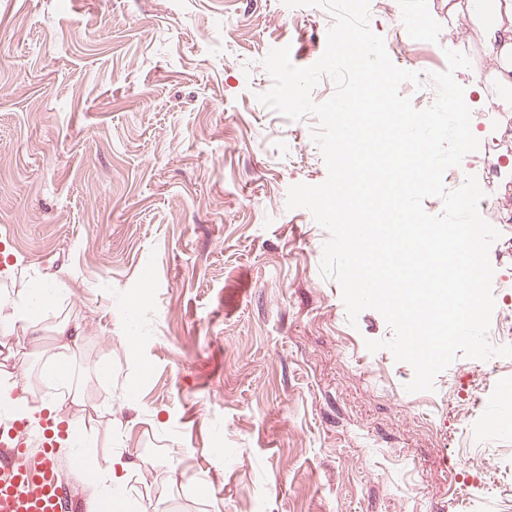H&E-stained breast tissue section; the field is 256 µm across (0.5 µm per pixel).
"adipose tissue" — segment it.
Returning <instances> with one entry per match:
<instances>
[{"label": "adipose tissue", "instance_id": "1", "mask_svg": "<svg viewBox=\"0 0 512 512\" xmlns=\"http://www.w3.org/2000/svg\"><path fill=\"white\" fill-rule=\"evenodd\" d=\"M465 6L482 30L487 56L498 66V86L503 92H511L512 0H466ZM49 311L45 299L37 303L25 297L12 301L9 312L0 314V338L10 339L18 329L37 325Z\"/></svg>", "mask_w": 512, "mask_h": 512}]
</instances>
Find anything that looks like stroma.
<instances>
[{"instance_id": "1", "label": "stroma", "mask_w": 512, "mask_h": 512, "mask_svg": "<svg viewBox=\"0 0 512 512\" xmlns=\"http://www.w3.org/2000/svg\"><path fill=\"white\" fill-rule=\"evenodd\" d=\"M333 23L283 0H0V305L54 302L0 382L22 363L31 406L58 401L85 455L127 461L130 512H470L473 483L484 512H512V432L490 413L512 358L460 356L408 392L412 366L365 346L392 328L374 309L348 323L321 274L328 231L286 207L328 172L316 116L258 101L263 60L314 64ZM369 25L419 73L400 87L419 110L446 50L469 58L455 79L480 82L499 130L458 173L484 184L493 289L512 294V99L477 26L448 0H371ZM65 352L76 400L47 372Z\"/></svg>"}]
</instances>
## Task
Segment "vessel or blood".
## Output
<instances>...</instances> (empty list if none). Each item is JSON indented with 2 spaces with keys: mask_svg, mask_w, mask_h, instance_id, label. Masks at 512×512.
<instances>
[{
  "mask_svg": "<svg viewBox=\"0 0 512 512\" xmlns=\"http://www.w3.org/2000/svg\"><path fill=\"white\" fill-rule=\"evenodd\" d=\"M19 402L0 409V512H78L77 488L56 463L59 440L77 441L70 423H48L49 437L33 445V428Z\"/></svg>",
  "mask_w": 512,
  "mask_h": 512,
  "instance_id": "1",
  "label": "vessel or blood"
}]
</instances>
